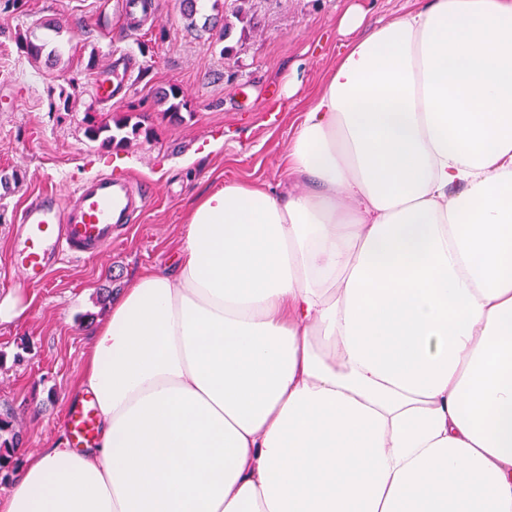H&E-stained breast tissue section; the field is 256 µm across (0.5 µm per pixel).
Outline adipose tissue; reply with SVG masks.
<instances>
[{"mask_svg":"<svg viewBox=\"0 0 512 512\" xmlns=\"http://www.w3.org/2000/svg\"><path fill=\"white\" fill-rule=\"evenodd\" d=\"M276 183L188 209L0 512H512V0L354 40ZM69 422L71 426L70 447L92 448L91 443L99 426L95 400L92 398L78 404L70 405Z\"/></svg>","mask_w":512,"mask_h":512,"instance_id":"ef3b65f1","label":"adipose tissue"}]
</instances>
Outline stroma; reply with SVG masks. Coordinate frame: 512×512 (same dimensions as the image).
<instances>
[{
    "label": "stroma",
    "instance_id": "obj_1",
    "mask_svg": "<svg viewBox=\"0 0 512 512\" xmlns=\"http://www.w3.org/2000/svg\"><path fill=\"white\" fill-rule=\"evenodd\" d=\"M113 0H0V300L24 310L0 323V409L12 408L22 446L54 444L67 418L93 332L143 269L164 267L183 232L192 197L224 179L274 182L302 112L350 38L338 21L351 6L366 26L394 20L414 0H204V16L230 26L227 38L202 20L189 23L179 0H158L154 21L129 32L109 28ZM57 23L59 59L30 58L20 47L37 27ZM131 55L128 88L110 100L92 89L113 55ZM180 89V120L157 103ZM130 114L151 130L128 146L87 139L88 121ZM218 142L219 155L202 156ZM198 160L179 167L189 155ZM153 183L147 210L106 253L66 263L33 286L10 269L20 208L46 190L65 191L104 174Z\"/></svg>",
    "mask_w": 512,
    "mask_h": 512
}]
</instances>
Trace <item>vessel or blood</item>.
Returning <instances> with one entry per match:
<instances>
[{"mask_svg":"<svg viewBox=\"0 0 512 512\" xmlns=\"http://www.w3.org/2000/svg\"><path fill=\"white\" fill-rule=\"evenodd\" d=\"M119 16L140 22L147 15L146 0H114ZM131 69L113 62L111 83H94L97 96L109 98L117 85L128 83ZM155 192L147 185L104 175L75 187L66 198L42 193L34 205L17 218L18 232L10 251V264L31 284L42 283L65 260L100 257L118 237L122 225L144 212ZM70 445L90 447L99 417L95 400L69 407Z\"/></svg>","mask_w":512,"mask_h":512,"instance_id":"obj_1","label":"vessel or blood"}]
</instances>
